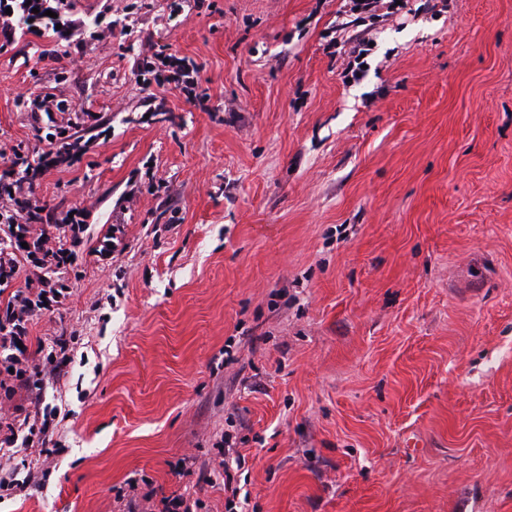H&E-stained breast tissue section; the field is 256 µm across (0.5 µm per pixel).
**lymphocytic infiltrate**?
<instances>
[{
	"label": "lymphocytic infiltrate",
	"mask_w": 512,
	"mask_h": 512,
	"mask_svg": "<svg viewBox=\"0 0 512 512\" xmlns=\"http://www.w3.org/2000/svg\"><path fill=\"white\" fill-rule=\"evenodd\" d=\"M71 0H0V52L19 45V28L38 37L61 38L82 53L87 43L79 28L58 23V13ZM94 112L61 119L45 137L42 155H58L80 144L82 127L98 122ZM0 451L12 455L38 452L52 459L51 418L55 408L46 398L70 362L73 336L59 334L51 347L33 345L30 329L45 313L61 309L72 294L69 272L76 265L80 235L87 228L88 210L72 205L67 216L33 195L34 167L24 145L0 147ZM31 275L21 276L25 266Z\"/></svg>",
	"instance_id": "lymphocytic-infiltrate-1"
}]
</instances>
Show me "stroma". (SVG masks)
Wrapping results in <instances>:
<instances>
[{"instance_id": "35a3bbf8", "label": "stroma", "mask_w": 512, "mask_h": 512, "mask_svg": "<svg viewBox=\"0 0 512 512\" xmlns=\"http://www.w3.org/2000/svg\"><path fill=\"white\" fill-rule=\"evenodd\" d=\"M74 2L83 57L0 53V143L52 133L16 97L65 74L102 119L35 195L121 241L32 328L78 336L47 397L60 451L0 512H123L131 477L150 512H225L180 461L227 435L243 512H512V0ZM160 50L199 67L195 97L140 73Z\"/></svg>"}]
</instances>
